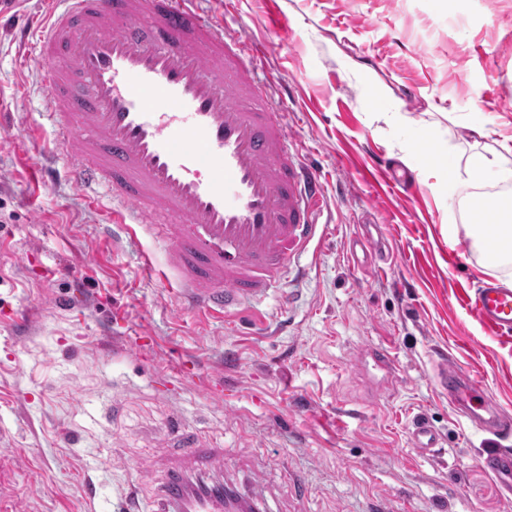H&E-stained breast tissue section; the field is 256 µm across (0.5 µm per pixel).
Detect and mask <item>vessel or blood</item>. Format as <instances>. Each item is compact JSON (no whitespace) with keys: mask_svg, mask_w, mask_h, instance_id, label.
Returning a JSON list of instances; mask_svg holds the SVG:
<instances>
[{"mask_svg":"<svg viewBox=\"0 0 512 512\" xmlns=\"http://www.w3.org/2000/svg\"><path fill=\"white\" fill-rule=\"evenodd\" d=\"M29 47L44 114L89 202L129 231L153 229L177 274L178 307L253 321L314 239L325 187L293 148L285 104L268 97L264 44L198 7V0H45L13 25ZM496 223V197L469 204ZM490 333L512 332V288L490 283L470 302ZM456 403L487 402L478 378L440 363ZM186 457L221 467V453L182 433ZM483 468L512 485V450L488 449ZM220 483L172 473L143 512H229Z\"/></svg>","mask_w":512,"mask_h":512,"instance_id":"vessel-or-blood-1","label":"vessel or blood"}]
</instances>
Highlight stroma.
I'll use <instances>...</instances> for the list:
<instances>
[{"mask_svg":"<svg viewBox=\"0 0 512 512\" xmlns=\"http://www.w3.org/2000/svg\"><path fill=\"white\" fill-rule=\"evenodd\" d=\"M41 2L0 7V108L17 122L0 131V512H118L123 491L150 499L174 466L200 476L176 420L223 449L210 477L263 512H376L388 497L397 512H512V491L478 464L496 437L434 381L436 359L459 360L512 419V339L461 304L487 280L512 283L466 238L469 199L498 182L448 186L419 143L432 134L460 162L512 148V0H202L269 44L261 70L295 112L301 160L325 176V231L266 301L288 305L282 333L178 310L152 231H105L10 34L8 17ZM36 163L56 180L35 187ZM380 165L414 193L362 178ZM419 418L439 434L428 454L411 442Z\"/></svg>","mask_w":512,"mask_h":512,"instance_id":"35a3bbf8","label":"stroma"}]
</instances>
